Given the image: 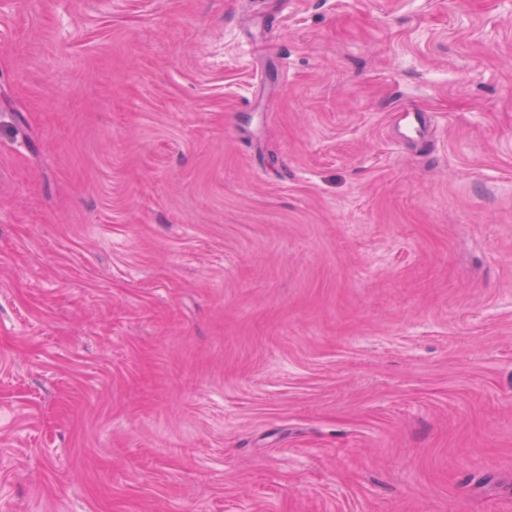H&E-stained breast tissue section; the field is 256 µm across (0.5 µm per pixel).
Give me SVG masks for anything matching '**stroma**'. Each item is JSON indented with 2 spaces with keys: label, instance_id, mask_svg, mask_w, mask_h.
<instances>
[{
  "label": "stroma",
  "instance_id": "1",
  "mask_svg": "<svg viewBox=\"0 0 512 512\" xmlns=\"http://www.w3.org/2000/svg\"><path fill=\"white\" fill-rule=\"evenodd\" d=\"M0 512H512V0H0Z\"/></svg>",
  "mask_w": 512,
  "mask_h": 512
}]
</instances>
